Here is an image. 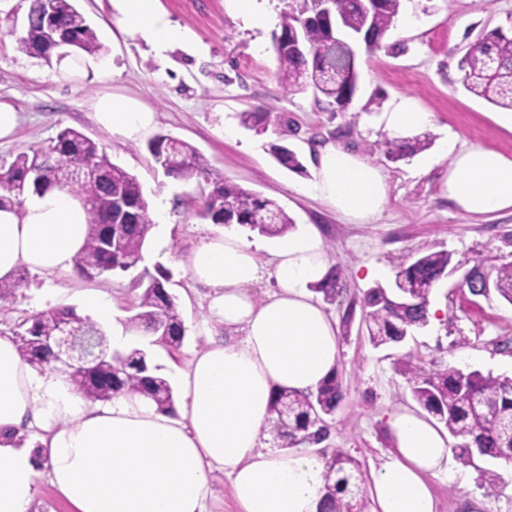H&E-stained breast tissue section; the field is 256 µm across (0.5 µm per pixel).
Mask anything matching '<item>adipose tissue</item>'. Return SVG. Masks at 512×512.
<instances>
[{"instance_id": "obj_1", "label": "adipose tissue", "mask_w": 512, "mask_h": 512, "mask_svg": "<svg viewBox=\"0 0 512 512\" xmlns=\"http://www.w3.org/2000/svg\"><path fill=\"white\" fill-rule=\"evenodd\" d=\"M128 34L166 50L183 37L160 14L157 0H116ZM95 121L136 142L153 127L154 113L126 97L104 95ZM381 120L405 139L431 121L404 97ZM444 186L468 213L512 209V158L474 145H448ZM301 193L317 197L346 219L367 224L383 210L382 172L358 154L321 148L313 178ZM88 225L77 196L59 189L32 194L22 206L0 209V282L22 269L44 275L69 272L84 248ZM272 254L277 292L258 304L249 288L260 278L251 243L223 229L191 250L185 267L208 288V316L223 326L177 369L176 414L158 411L143 396L88 403L66 374L38 373L13 337L0 336V512H31L37 493L34 449L49 457V480L73 512H206L209 477L227 473L241 512H317L323 462L309 450L264 448L275 389L313 392L336 369L339 344L333 321L309 287L322 282L329 262L314 226L279 240ZM93 318L112 330V347H148L132 337L122 314L102 294L87 295ZM394 449L373 474L374 512H436L431 479L451 477L448 437L423 413L401 409L387 418Z\"/></svg>"}]
</instances>
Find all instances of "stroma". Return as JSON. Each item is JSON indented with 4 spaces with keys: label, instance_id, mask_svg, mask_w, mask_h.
Listing matches in <instances>:
<instances>
[{
    "label": "stroma",
    "instance_id": "stroma-1",
    "mask_svg": "<svg viewBox=\"0 0 512 512\" xmlns=\"http://www.w3.org/2000/svg\"><path fill=\"white\" fill-rule=\"evenodd\" d=\"M78 5L104 52L82 59L71 70L27 55L16 36L0 32V102L22 116L12 141L0 142V164L48 146L61 130L75 128L105 146L113 163L138 178L149 205L164 203L165 223L151 230L141 266L171 271L169 290L177 298L186 332L178 350L154 347L159 374L170 377L206 343L202 328L208 290L191 280L184 262L213 225L198 214L197 182L166 176L146 141H123L94 121L92 102L104 94L136 99L155 115L152 135L188 142L227 180L275 200L296 226L317 227L329 265L345 287L341 297L323 303L336 326L337 375L344 394L329 420L324 446L348 453L365 476H372L393 448L388 413L416 406L399 372L401 361L425 371L450 364L512 377V303L493 288L472 294L466 284L473 268L492 276L512 262V213L471 215L442 190L448 171L446 138L460 148L481 145L512 158V130L503 124L504 113L466 91L459 68L481 33L512 29V0H402L401 18L410 14L414 22L407 26L401 18L395 21L386 40L404 44L405 52L370 55L357 48L359 88L342 112L312 90L283 92L273 49L280 25L254 28L233 12L229 0H157L165 19L187 35L162 53L145 38L120 31L112 0H78ZM403 95L431 113L432 121L423 129L429 145L394 161L377 147L388 136L380 117ZM262 106L282 113V123L260 133L241 125V112ZM228 127L234 129V138H225ZM327 142L354 151L382 171L388 198L375 221L350 223L330 205L297 192V185L311 180L316 150ZM274 143L294 150L303 172L276 162L270 153ZM236 232L260 245L257 260L264 276L251 294L255 302H263L277 290L270 253L275 240L242 226ZM435 251L451 256L430 297L431 304L444 308L443 320L412 332L399 345L374 347L360 307L364 293L391 287L397 258ZM133 278L130 272L93 280L72 271L31 273L16 302L0 310V334L15 335L22 321L48 308L72 307L84 313L83 300L92 292L107 294L124 316H132L140 295ZM462 336L467 339L463 345L458 342ZM485 469L497 473L496 490L483 487ZM432 489L437 512H512V464L480 460L472 467L459 466L454 479H433Z\"/></svg>",
    "mask_w": 512,
    "mask_h": 512
}]
</instances>
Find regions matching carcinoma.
I'll use <instances>...</instances> for the list:
<instances>
[{"mask_svg": "<svg viewBox=\"0 0 512 512\" xmlns=\"http://www.w3.org/2000/svg\"><path fill=\"white\" fill-rule=\"evenodd\" d=\"M295 2L296 6L282 16L280 34L274 35L279 82L287 92L310 88L342 111L357 89L355 51L347 41L336 38L330 17L313 18L315 0ZM400 6L401 0H379L372 8L366 0H333L334 16L345 31L364 32L362 43L370 55L386 48L384 38ZM52 11L57 28L72 42L74 57L101 54L97 33L78 8L77 0H52ZM45 24L44 4L32 0L27 31L18 43L26 54L47 60L54 47L40 36ZM460 69L466 90L512 110V35L500 28L483 34L461 59ZM239 118L244 127L257 131L280 120L266 108L242 112ZM381 146L389 158L399 160L425 149L428 137L386 139ZM147 149L158 164L170 152L180 154L179 167L166 174L205 183L200 213L212 223L245 226L268 237H282L293 230V220L275 201L224 180V174L201 162L188 143L159 134L148 142ZM271 153L287 169L301 167L295 152L285 145H271ZM51 188L74 193L84 205L89 236L74 262L79 276L127 273L138 266L153 220L140 182L114 164L106 148L78 130H61L48 148L21 153L0 170V208L20 206L26 195ZM108 234L116 243L110 251L102 246ZM450 261L445 251L397 260L395 287L400 293L410 294L411 305L382 288L365 293L361 306L374 346L399 344L409 332L427 324L432 289ZM170 278L171 273L164 269L155 275L147 270L140 273L135 280L141 289L138 312L125 323L127 331L150 334L155 337L152 344L169 351L179 349L185 338L176 297L166 288ZM28 281L29 274L24 270L13 282L0 283V304H13ZM337 285L336 275L330 274L314 285V291L334 299L339 294ZM494 288L512 303V263L498 269ZM67 325L99 337L104 347L110 348L106 332L90 316H81L72 308H49L33 315L30 327L17 336L21 356L33 368L44 370L51 365V358L41 346V339L58 335ZM148 361L144 350L132 348L117 354L112 370L79 366L70 381L92 402H106L119 395H145L159 411L172 412L173 387L165 377L148 374ZM400 373L421 408L458 440L454 452L462 466L474 465L477 457L512 462V378L451 365L426 372L409 360L402 362ZM341 399L342 386L335 375L307 394L276 390L270 432L278 446L288 448L298 441L321 440L325 422ZM324 468V508L320 512H364L360 464L337 450L324 458Z\"/></svg>", "mask_w": 512, "mask_h": 512, "instance_id": "1", "label": "carcinoma"}]
</instances>
